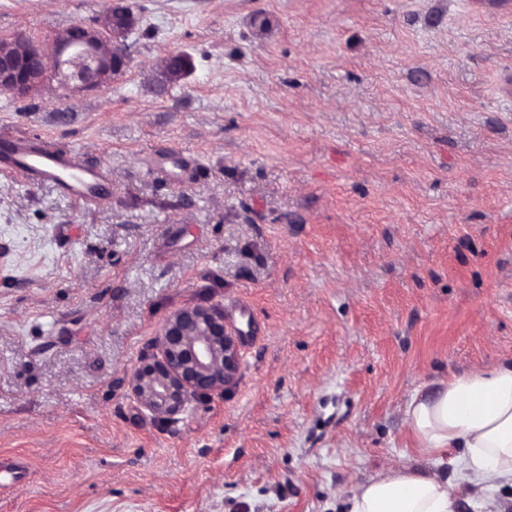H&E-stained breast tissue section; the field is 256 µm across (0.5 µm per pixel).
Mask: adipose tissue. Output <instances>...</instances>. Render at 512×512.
Returning <instances> with one entry per match:
<instances>
[{"mask_svg":"<svg viewBox=\"0 0 512 512\" xmlns=\"http://www.w3.org/2000/svg\"><path fill=\"white\" fill-rule=\"evenodd\" d=\"M423 462H389L355 483L347 512H455L447 479L430 468L458 449V478L474 488L482 512H501L496 496L512 484V363H497L438 380L404 407Z\"/></svg>","mask_w":512,"mask_h":512,"instance_id":"adipose-tissue-1","label":"adipose tissue"}]
</instances>
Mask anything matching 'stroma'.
Segmentation results:
<instances>
[{"instance_id": "35a3bbf8", "label": "stroma", "mask_w": 512, "mask_h": 512, "mask_svg": "<svg viewBox=\"0 0 512 512\" xmlns=\"http://www.w3.org/2000/svg\"><path fill=\"white\" fill-rule=\"evenodd\" d=\"M113 2L0 0V39ZM123 2L109 87L0 90V126L112 173L91 210L0 173V512H341L415 457L418 388L512 360V0ZM238 299L234 383L158 422L148 344Z\"/></svg>"}]
</instances>
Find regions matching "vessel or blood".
<instances>
[{
    "instance_id": "vessel-or-blood-1",
    "label": "vessel or blood",
    "mask_w": 512,
    "mask_h": 512,
    "mask_svg": "<svg viewBox=\"0 0 512 512\" xmlns=\"http://www.w3.org/2000/svg\"><path fill=\"white\" fill-rule=\"evenodd\" d=\"M0 169L52 182L84 206L112 195V183L100 165L39 135L0 131Z\"/></svg>"
}]
</instances>
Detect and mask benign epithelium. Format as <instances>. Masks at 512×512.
Here are the masks:
<instances>
[{
	"instance_id": "1",
	"label": "benign epithelium",
	"mask_w": 512,
	"mask_h": 512,
	"mask_svg": "<svg viewBox=\"0 0 512 512\" xmlns=\"http://www.w3.org/2000/svg\"><path fill=\"white\" fill-rule=\"evenodd\" d=\"M135 24L134 13L121 9L107 25L74 24L49 45L21 35L1 39L0 87L23 97L52 77L67 92L106 88L129 61L124 53H112L108 43L121 41ZM148 350L130 379V389L161 422L176 420L192 399L223 393L240 365L237 336L214 307L175 312Z\"/></svg>"
}]
</instances>
